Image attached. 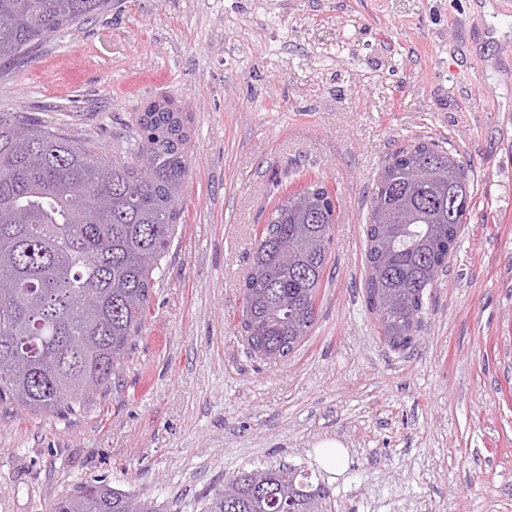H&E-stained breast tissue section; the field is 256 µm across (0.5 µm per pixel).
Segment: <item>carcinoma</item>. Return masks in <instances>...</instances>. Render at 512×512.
Here are the masks:
<instances>
[{"label": "carcinoma", "mask_w": 512, "mask_h": 512, "mask_svg": "<svg viewBox=\"0 0 512 512\" xmlns=\"http://www.w3.org/2000/svg\"><path fill=\"white\" fill-rule=\"evenodd\" d=\"M108 0H0V64L21 65L53 33ZM181 112H145L124 152L96 147L32 115L0 113V404L75 414L118 383L142 332L154 274L167 256L189 170ZM464 165L433 142L391 156L375 179L366 225V304L381 337L408 344L425 298L467 223ZM336 205L311 183L268 215L250 254L242 329L275 363L301 346L331 259ZM49 512H159L156 502L90 482ZM202 512H330L302 467L242 471Z\"/></svg>", "instance_id": "cac0c4a2"}]
</instances>
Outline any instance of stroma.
<instances>
[{"label": "stroma", "instance_id": "stroma-1", "mask_svg": "<svg viewBox=\"0 0 512 512\" xmlns=\"http://www.w3.org/2000/svg\"><path fill=\"white\" fill-rule=\"evenodd\" d=\"M191 133L179 220L119 384L74 416L0 407V512L97 480L165 512L244 469L319 468L332 512H512V0H110L0 68V113L105 154L152 102ZM465 166L470 219L413 345L366 308L371 189L396 149ZM336 197L333 277L306 342L251 357L249 254L284 192ZM344 450L336 441L322 443L318 450V458L323 467L327 470L339 471L343 468Z\"/></svg>", "mask_w": 512, "mask_h": 512}]
</instances>
